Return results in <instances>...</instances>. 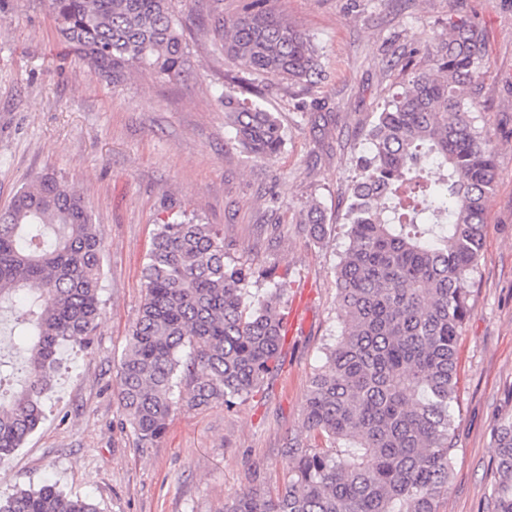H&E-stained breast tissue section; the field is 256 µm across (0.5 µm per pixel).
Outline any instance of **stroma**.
I'll list each match as a JSON object with an SVG mask.
<instances>
[{"label":"stroma","instance_id":"35a3bbf8","mask_svg":"<svg viewBox=\"0 0 512 512\" xmlns=\"http://www.w3.org/2000/svg\"><path fill=\"white\" fill-rule=\"evenodd\" d=\"M235 15L241 0H172L181 18L186 73L144 70L117 86L75 62L59 41L49 0H0V210L39 173L74 186L104 241L102 317L90 349L66 347L45 418L0 465V498L55 482L100 512H224L254 485L281 489L294 466L286 444L305 443L310 379L342 328L335 268L349 240L343 216L363 129L404 76L424 66L432 31L465 17L486 33L477 127L497 149L483 251L466 288L457 343L456 453L439 512H491L493 427L512 414V0H274L312 35L327 82L263 80L262 102L284 127L272 161L232 141L219 93L240 68L195 24L207 6ZM326 218L313 239L310 204ZM186 210L224 239L229 262L251 267L249 301L288 283L298 316L278 374L248 401L188 406L189 385L164 435L137 443L117 397L118 365L143 301L142 268L158 224Z\"/></svg>","mask_w":512,"mask_h":512}]
</instances>
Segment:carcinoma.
Returning <instances> with one entry per match:
<instances>
[{
	"label": "carcinoma",
	"mask_w": 512,
	"mask_h": 512,
	"mask_svg": "<svg viewBox=\"0 0 512 512\" xmlns=\"http://www.w3.org/2000/svg\"><path fill=\"white\" fill-rule=\"evenodd\" d=\"M59 40L74 60L117 86L133 70L178 80L182 25L171 0H49ZM224 56L252 76L316 84L325 68L312 35L285 22L271 0H249L235 16L206 18ZM437 49L412 71L365 130L349 190V245L336 267L343 320L311 377L304 427L330 449L295 443V467L273 494L252 487L224 512H438L455 455L457 337L468 315L467 275L483 246L486 200L497 169L492 137L475 126L486 64L483 29L448 23ZM260 91L222 93L233 140L257 159L284 145ZM306 223L319 237L315 205ZM103 241L88 205L67 182L37 175L0 212V311L26 339L24 380L4 388L0 359V462L42 418V397L61 346L90 347L101 315ZM250 269L224 260L210 224L165 220L143 269L144 299L120 359L118 401L138 443L162 437L187 380L190 405L230 408L254 396L281 365L288 282L252 309ZM491 469L493 512H512V416L498 420ZM0 512H99L56 485L21 489Z\"/></svg>",
	"instance_id": "obj_1"
}]
</instances>
